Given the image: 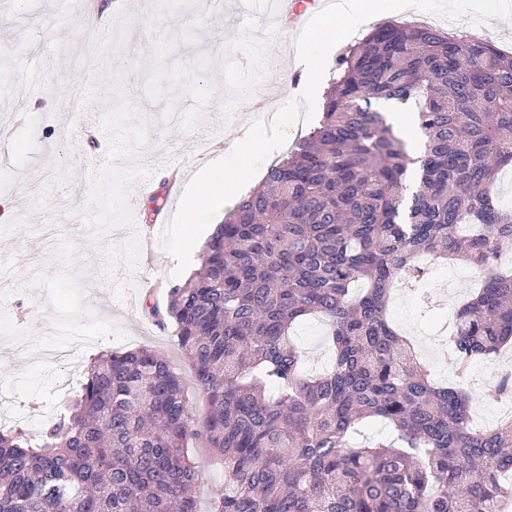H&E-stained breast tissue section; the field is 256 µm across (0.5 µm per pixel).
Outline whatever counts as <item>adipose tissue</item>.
<instances>
[{"label": "adipose tissue", "instance_id": "obj_1", "mask_svg": "<svg viewBox=\"0 0 512 512\" xmlns=\"http://www.w3.org/2000/svg\"><path fill=\"white\" fill-rule=\"evenodd\" d=\"M409 0H337L329 14L314 18L310 47L305 53L298 82L303 97L320 98L325 83V62L332 40L341 34L358 31L367 18L404 10ZM277 137L256 123H245L233 131L227 148L216 153L210 166L199 172L193 183L185 185L180 196L179 226L170 253L175 268L191 265L196 257V227L213 230L219 209L236 197L250 177L259 148L273 149Z\"/></svg>", "mask_w": 512, "mask_h": 512}]
</instances>
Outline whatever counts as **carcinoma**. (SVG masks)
I'll list each match as a JSON object with an SVG mask.
<instances>
[{
    "label": "carcinoma",
    "instance_id": "obj_1",
    "mask_svg": "<svg viewBox=\"0 0 512 512\" xmlns=\"http://www.w3.org/2000/svg\"><path fill=\"white\" fill-rule=\"evenodd\" d=\"M318 127L267 168L143 311L176 327L198 399L157 351L98 355L32 437L0 428V512H198L202 441L224 464L213 512H502L512 421L473 425L467 370L512 341V54L429 25L376 24L336 58ZM416 106L419 145L377 108ZM483 286L456 314L459 381H431L387 316L421 258ZM331 325L302 372L292 326Z\"/></svg>",
    "mask_w": 512,
    "mask_h": 512
}]
</instances>
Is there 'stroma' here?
<instances>
[{"mask_svg":"<svg viewBox=\"0 0 512 512\" xmlns=\"http://www.w3.org/2000/svg\"><path fill=\"white\" fill-rule=\"evenodd\" d=\"M87 14L76 0H0V198L16 208L0 223V265L8 269L14 297L0 300V425L39 433L56 408L84 379L83 366L66 369L44 361V349L79 345L84 362L99 351L139 346L163 354L194 391L190 367L173 327L141 330V309L126 297L153 285L155 299L184 280L170 269L168 221L179 194L168 191L162 159L175 158L183 179L201 169L202 143L217 144L250 116L257 91L268 112L299 115L280 147L289 153L298 135L313 130L319 104L296 96L300 42L265 0H185L160 14L133 10L125 24L109 27V0ZM411 0L394 16L473 38L487 31L486 16L502 0ZM277 60L259 75L243 60L255 47ZM116 143L105 152L101 142ZM157 177L163 217L139 193L145 172ZM427 291L437 307L423 312L418 296L395 290L390 315L436 382L455 370L432 350L441 318H454L477 283L468 264L435 260ZM479 384L472 410L495 426L504 406L497 397V362L477 360Z\"/></svg>","mask_w":512,"mask_h":512,"instance_id":"35a3bbf8","label":"stroma"}]
</instances>
